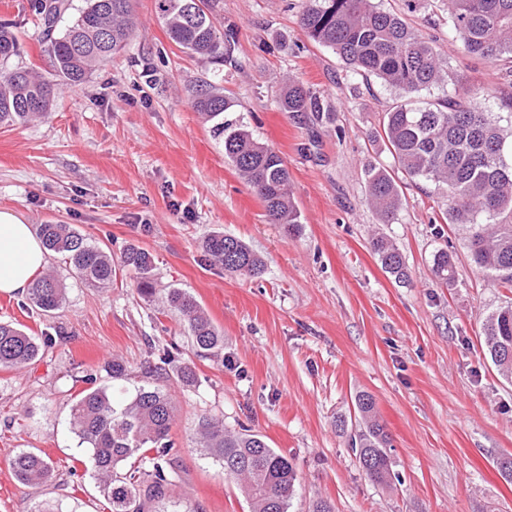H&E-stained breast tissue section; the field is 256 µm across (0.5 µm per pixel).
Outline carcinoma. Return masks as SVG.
<instances>
[{"instance_id": "obj_1", "label": "carcinoma", "mask_w": 512, "mask_h": 512, "mask_svg": "<svg viewBox=\"0 0 512 512\" xmlns=\"http://www.w3.org/2000/svg\"><path fill=\"white\" fill-rule=\"evenodd\" d=\"M133 0H85L59 36H53L68 0H36L44 31L51 36V66L45 72L0 67V125L41 118L49 112L60 86L82 85L94 68L112 60L139 25ZM156 13L171 39L182 49L217 64H232L235 34H218L214 13L220 0H155ZM405 11L381 8L375 0H302L299 23L313 41L330 48L352 75L373 76L399 92V101L384 113L383 140L392 158L389 167L369 170L366 200L383 223L397 220L402 208L399 177L435 186L449 223L467 242L472 265L502 288H512V130L500 126L498 113L486 111L469 90L434 100L420 92L448 81L447 65L436 41L408 21L414 13L441 3L448 24L463 49L495 64L512 59V0H403ZM17 39L0 24V62L18 54ZM192 105L224 135V156L256 192L272 224L287 231L301 224L290 189L288 168L279 153L261 143L243 125L224 121L233 104L220 89L201 81L192 89ZM283 112L303 114L323 123L332 119L331 104L301 82H292L278 97ZM45 249L63 257L78 279L94 286L112 282V255L86 241L69 224H41ZM203 248L211 263L231 276L259 277L261 258L235 236L214 232ZM381 266L394 281H409L405 257L386 237L371 240ZM121 263L138 275L137 290L155 294L154 259L131 244ZM455 262L446 250L433 258V273L442 284L454 281ZM35 308L50 313L65 300V288L47 270L27 291ZM170 309L187 325L192 347L200 355L224 351L222 336L198 301L186 292H167ZM48 338L31 336L0 322V367L16 368L36 359ZM483 344L492 363L512 380V303L489 314ZM145 384L122 404L104 387L82 392L70 406L71 429L90 449L91 468L111 497L112 512H181L167 494L164 467L140 466L145 452L168 448L175 401L163 368L144 372ZM357 418L337 427L348 433L349 446L370 480L386 483L394 475L388 433L375 415L368 393L355 397ZM204 455L218 462L245 494L250 512H288L296 491V472L288 457L269 446L264 436L247 429L231 431L203 416L198 422ZM17 480L37 487L52 475L49 458L22 451L11 462Z\"/></svg>"}]
</instances>
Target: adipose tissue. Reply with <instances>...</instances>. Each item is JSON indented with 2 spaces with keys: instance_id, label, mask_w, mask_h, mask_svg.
Masks as SVG:
<instances>
[{
  "instance_id": "ef3b65f1",
  "label": "adipose tissue",
  "mask_w": 512,
  "mask_h": 512,
  "mask_svg": "<svg viewBox=\"0 0 512 512\" xmlns=\"http://www.w3.org/2000/svg\"><path fill=\"white\" fill-rule=\"evenodd\" d=\"M45 264L30 224L14 212L0 210V293L25 294Z\"/></svg>"
}]
</instances>
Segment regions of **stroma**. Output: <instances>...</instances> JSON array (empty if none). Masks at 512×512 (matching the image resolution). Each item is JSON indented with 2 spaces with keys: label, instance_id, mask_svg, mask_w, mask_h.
I'll return each instance as SVG.
<instances>
[{
  "label": "stroma",
  "instance_id": "obj_1",
  "mask_svg": "<svg viewBox=\"0 0 512 512\" xmlns=\"http://www.w3.org/2000/svg\"><path fill=\"white\" fill-rule=\"evenodd\" d=\"M141 24L126 50L75 88L62 87L47 120L0 126V210L27 223L68 224L119 260L128 244L154 257L159 293L143 299L133 270L119 266L101 290L52 267L66 289L54 313L26 297L0 294V321L50 337L42 356L0 369V512H112L90 470L88 450L69 425L80 392L108 387L134 394L144 366L176 375L193 362L198 382L171 383L175 422L166 456L170 495L186 512H249L219 464L205 458L200 417L263 435L290 458L298 484L289 512L329 502L334 512H512V479L497 463L512 456V382L485 351V317L512 301L472 266L462 236L446 224L433 185L401 180L397 220L382 223L365 201V172L392 162L377 137L397 97L374 77L351 75L299 23L301 0H222L218 28L235 27L236 67L185 52L136 0ZM433 37L448 84L433 100L467 88L500 93L512 85L497 66L467 54L431 7L410 17ZM20 44L15 64L44 71L50 42L34 0H0V23ZM297 80L336 107L333 123L300 124L276 98ZM207 80L235 106L226 118L247 126L285 160L301 212L299 233L269 223L263 204L224 156V139L191 106ZM224 232L264 261L262 277L234 278L211 264L205 237ZM390 239L410 271L395 283L372 254L374 234ZM455 260L453 285L432 273L436 251ZM181 288L224 336L216 357L196 356L183 323L160 292ZM129 377L111 380L113 359ZM373 396L392 441L395 480L372 482L336 423L354 398ZM42 451L54 476L22 485L10 462Z\"/></svg>",
  "mask_w": 512,
  "mask_h": 512
}]
</instances>
